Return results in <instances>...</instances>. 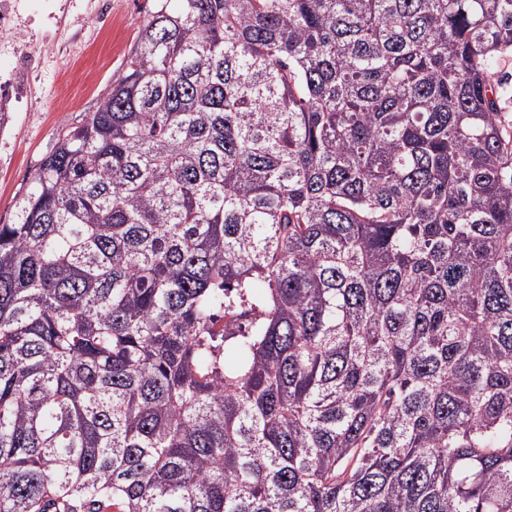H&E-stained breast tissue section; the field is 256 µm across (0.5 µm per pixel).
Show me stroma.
<instances>
[{
  "label": "stroma",
  "mask_w": 512,
  "mask_h": 512,
  "mask_svg": "<svg viewBox=\"0 0 512 512\" xmlns=\"http://www.w3.org/2000/svg\"><path fill=\"white\" fill-rule=\"evenodd\" d=\"M95 2L20 0L24 15L35 21L34 38L49 50L31 106L10 113L0 128V224L12 223L16 193L60 135L108 96L136 47L140 24L154 7V0H112V19L104 24L93 14ZM58 10L64 11L73 36L66 52L52 47L55 25L48 16Z\"/></svg>",
  "instance_id": "obj_1"
}]
</instances>
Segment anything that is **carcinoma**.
Returning a JSON list of instances; mask_svg holds the SVG:
<instances>
[{"instance_id":"cac0c4a2","label":"carcinoma","mask_w":512,"mask_h":512,"mask_svg":"<svg viewBox=\"0 0 512 512\" xmlns=\"http://www.w3.org/2000/svg\"><path fill=\"white\" fill-rule=\"evenodd\" d=\"M512 0H157L0 224V512H512Z\"/></svg>"}]
</instances>
